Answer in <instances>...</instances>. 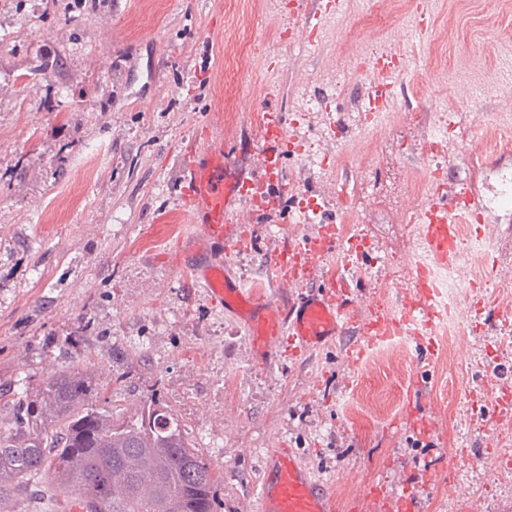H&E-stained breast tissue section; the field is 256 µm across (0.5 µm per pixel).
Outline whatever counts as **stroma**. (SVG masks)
<instances>
[{"label":"stroma","instance_id":"35a3bbf8","mask_svg":"<svg viewBox=\"0 0 512 512\" xmlns=\"http://www.w3.org/2000/svg\"><path fill=\"white\" fill-rule=\"evenodd\" d=\"M319 0H296L306 11ZM292 6V7H295ZM285 0H0V389L20 396L71 361L90 362L104 388L123 375L119 405L158 392L216 469V512H253L268 449L288 448L336 496L337 512H384L411 493L415 512H512V464L490 446L512 428V410L487 415V391H512V286L478 290V313L460 333L429 332L407 349L367 346L358 331L310 352L280 344L256 353L241 319L210 304L179 266L193 231L183 167L209 131L250 143L267 87L282 112L303 97L307 113L289 135L333 157V175L289 155L292 189L276 213L251 223V248L223 258L233 280L263 282L264 258L280 239L316 234L297 221V190L320 204L338 190L388 180L395 199L367 198L345 219L352 237L373 238L374 261L351 290L359 320L396 313L410 298L393 267L425 236L404 223L424 172L423 130L450 112L462 133L448 145L446 190L468 188L485 209L475 230L486 255L457 260L461 281L512 283V0H346L321 37L281 43L294 22ZM424 41L412 38L420 13ZM406 64L403 91L373 138L351 128L374 91L360 61L376 48ZM346 136L328 135L333 121ZM78 344H69L70 336ZM435 355L425 358L424 343ZM367 350L350 363V347ZM421 385L423 399L409 391ZM444 435L396 426L408 408ZM480 489L472 501L468 489ZM18 512H69L46 481L15 497Z\"/></svg>","mask_w":512,"mask_h":512}]
</instances>
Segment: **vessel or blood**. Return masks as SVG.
I'll return each instance as SVG.
<instances>
[{
    "label": "vessel or blood",
    "mask_w": 512,
    "mask_h": 512,
    "mask_svg": "<svg viewBox=\"0 0 512 512\" xmlns=\"http://www.w3.org/2000/svg\"><path fill=\"white\" fill-rule=\"evenodd\" d=\"M344 5L345 0H327L324 9L304 13L293 26V34L312 37L324 14L342 13ZM400 71V64L393 61L376 68L374 110L386 111L384 92ZM262 112L263 147L249 175L232 177L239 148L226 144L217 133L209 135L203 154L190 161L185 170L190 186L187 210L194 226L190 241L196 248L217 245L227 253L248 248L251 239L242 225L235 222L239 211L248 209L255 217L275 212L280 206L286 189L282 160L290 150L288 120L270 96L266 97ZM460 200L457 194L441 196L423 212L426 241L436 262L447 263L457 257ZM338 249L335 226L324 224L316 235L296 243L284 241L271 251L267 264L279 286V294L273 300L233 281L220 262L207 266L201 279L213 305L243 313L257 351H270L285 339L296 348L310 350L339 336L356 316L357 305L349 296L347 278L332 279L317 289L309 286L318 261ZM414 286L416 299L401 311L399 325L411 326L419 318L429 319L438 314L436 289L420 280ZM259 512H336V504L289 449L272 448L265 460Z\"/></svg>",
    "instance_id": "1"
}]
</instances>
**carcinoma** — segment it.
Listing matches in <instances>:
<instances>
[{"label": "carcinoma", "mask_w": 512, "mask_h": 512, "mask_svg": "<svg viewBox=\"0 0 512 512\" xmlns=\"http://www.w3.org/2000/svg\"><path fill=\"white\" fill-rule=\"evenodd\" d=\"M15 407L0 436V512L32 481L84 500L88 512H214L218 478L160 399L122 410L81 360L47 377Z\"/></svg>", "instance_id": "cac0c4a2"}]
</instances>
